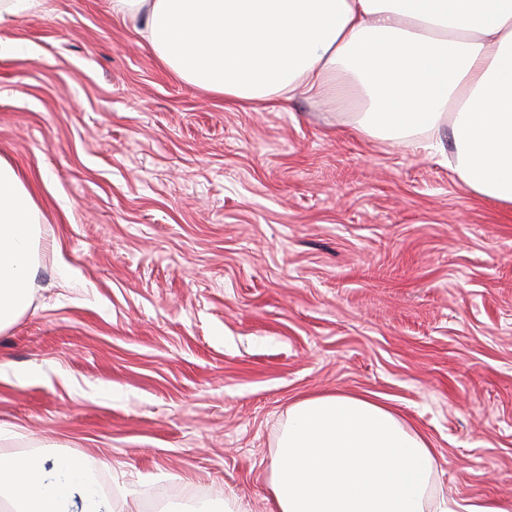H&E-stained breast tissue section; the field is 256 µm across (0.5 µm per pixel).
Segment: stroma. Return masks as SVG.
I'll use <instances>...</instances> for the list:
<instances>
[{
	"label": "stroma",
	"instance_id": "obj_1",
	"mask_svg": "<svg viewBox=\"0 0 512 512\" xmlns=\"http://www.w3.org/2000/svg\"><path fill=\"white\" fill-rule=\"evenodd\" d=\"M358 110L225 102L110 0L0 22V156L41 221L0 332L11 453L80 456L135 512H271L289 406L363 394L428 438L449 501L512 512V204Z\"/></svg>",
	"mask_w": 512,
	"mask_h": 512
}]
</instances>
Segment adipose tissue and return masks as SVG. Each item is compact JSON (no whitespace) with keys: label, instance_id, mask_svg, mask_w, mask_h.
Masks as SVG:
<instances>
[{"label":"adipose tissue","instance_id":"ef3b65f1","mask_svg":"<svg viewBox=\"0 0 512 512\" xmlns=\"http://www.w3.org/2000/svg\"><path fill=\"white\" fill-rule=\"evenodd\" d=\"M161 65L234 103L336 93L356 100L359 132L447 127L472 191L512 203V0H111ZM39 213L0 157V330L32 303ZM0 449L12 512H95L85 461ZM269 483L272 512H503L431 500L425 436L363 396L306 398L287 411Z\"/></svg>","mask_w":512,"mask_h":512}]
</instances>
